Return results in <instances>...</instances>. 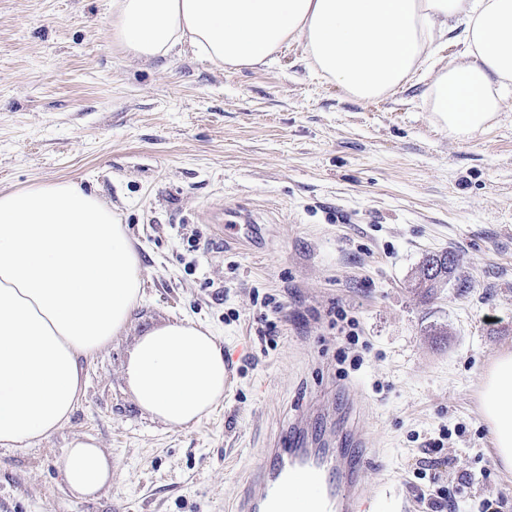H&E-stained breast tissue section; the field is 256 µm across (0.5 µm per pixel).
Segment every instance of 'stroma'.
I'll return each instance as SVG.
<instances>
[{
	"label": "stroma",
	"instance_id": "obj_1",
	"mask_svg": "<svg viewBox=\"0 0 512 512\" xmlns=\"http://www.w3.org/2000/svg\"><path fill=\"white\" fill-rule=\"evenodd\" d=\"M111 17L112 0H0V189L96 192L126 224L145 289L123 336L86 363L70 421L0 449V512H232L295 416L324 441L356 426L372 501L391 492L426 512L436 486L472 472L476 496L512 512L478 402L482 372L512 351V106L458 141L434 124L424 85L357 101L294 48L239 70L190 53L133 61ZM233 212L259 237L222 235ZM446 250L459 267L426 297L416 273ZM268 295L281 311L264 310ZM340 310L355 346L332 326ZM171 317L220 336L231 375L223 405L188 428L152 421L123 377L136 338ZM343 347L362 364L342 375ZM444 426L452 462L437 483L417 480ZM79 435L114 466L93 501L59 476Z\"/></svg>",
	"mask_w": 512,
	"mask_h": 512
}]
</instances>
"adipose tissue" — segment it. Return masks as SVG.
Wrapping results in <instances>:
<instances>
[{
	"instance_id": "obj_1",
	"label": "adipose tissue",
	"mask_w": 512,
	"mask_h": 512,
	"mask_svg": "<svg viewBox=\"0 0 512 512\" xmlns=\"http://www.w3.org/2000/svg\"><path fill=\"white\" fill-rule=\"evenodd\" d=\"M112 42L153 61L192 53L219 67L275 62L302 45L316 75L368 101L420 79L439 127L466 140L512 100V0H112ZM460 47L453 63L439 52ZM144 300L143 268L110 204L73 180L0 190V447L48 438L77 409L84 365L122 335ZM136 405L170 428L223 402L224 345L186 319L156 325L123 368ZM481 412L500 468L512 473V351L483 376ZM62 482L92 498L112 462L77 436Z\"/></svg>"
}]
</instances>
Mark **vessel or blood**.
I'll list each match as a JSON object with an SVG mask.
<instances>
[{
	"label": "vessel or blood",
	"instance_id": "vessel-or-blood-1",
	"mask_svg": "<svg viewBox=\"0 0 512 512\" xmlns=\"http://www.w3.org/2000/svg\"><path fill=\"white\" fill-rule=\"evenodd\" d=\"M338 448L308 446L293 429L268 464L255 468L237 499L236 512H295L306 499L311 512H374L362 492L366 450L362 439L347 435Z\"/></svg>",
	"mask_w": 512,
	"mask_h": 512
}]
</instances>
